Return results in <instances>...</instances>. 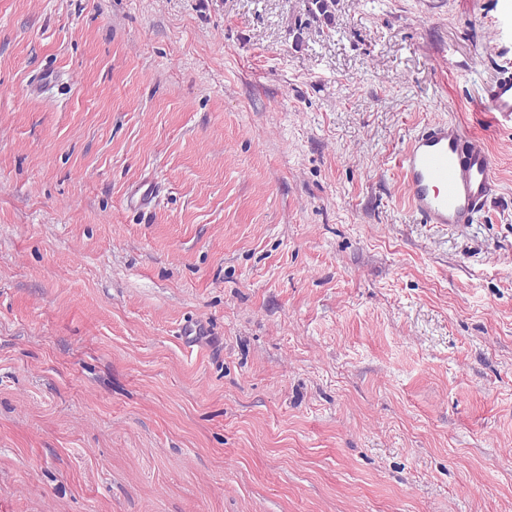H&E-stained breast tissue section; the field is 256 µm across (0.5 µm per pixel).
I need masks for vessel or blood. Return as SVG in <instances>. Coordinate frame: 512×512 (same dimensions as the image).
I'll return each mask as SVG.
<instances>
[{
	"label": "vessel or blood",
	"instance_id": "1",
	"mask_svg": "<svg viewBox=\"0 0 512 512\" xmlns=\"http://www.w3.org/2000/svg\"><path fill=\"white\" fill-rule=\"evenodd\" d=\"M485 106L496 122H512V76L490 85ZM407 200L426 224H471L495 190L485 147L452 121H436L414 135L398 159Z\"/></svg>",
	"mask_w": 512,
	"mask_h": 512
}]
</instances>
